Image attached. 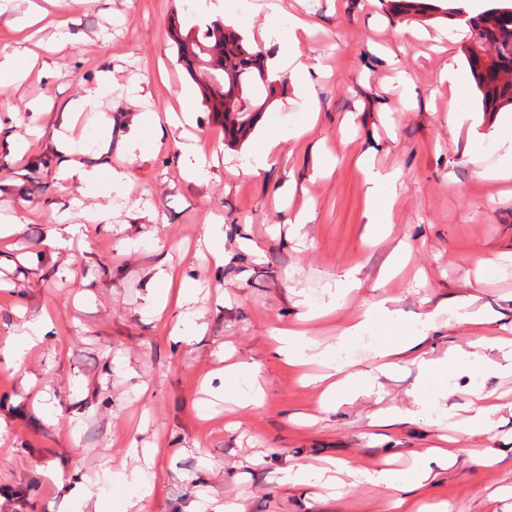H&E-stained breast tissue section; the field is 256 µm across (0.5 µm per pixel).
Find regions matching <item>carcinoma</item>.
Masks as SVG:
<instances>
[{
    "label": "carcinoma",
    "mask_w": 512,
    "mask_h": 512,
    "mask_svg": "<svg viewBox=\"0 0 512 512\" xmlns=\"http://www.w3.org/2000/svg\"><path fill=\"white\" fill-rule=\"evenodd\" d=\"M393 7L407 14L425 15L439 9L423 0H395ZM480 37L495 43L499 62L484 66L466 55L470 74L476 83L483 110L497 112L512 106V82L499 78V66L512 64V10L491 7L469 23L468 38ZM177 61L185 64L199 85L209 111L224 115V134L241 141L256 123L280 89L270 79L267 60L245 37L224 25V21H200L184 33L171 29Z\"/></svg>",
    "instance_id": "carcinoma-1"
}]
</instances>
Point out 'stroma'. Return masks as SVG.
<instances>
[{
	"label": "stroma",
	"mask_w": 512,
	"mask_h": 512,
	"mask_svg": "<svg viewBox=\"0 0 512 512\" xmlns=\"http://www.w3.org/2000/svg\"><path fill=\"white\" fill-rule=\"evenodd\" d=\"M224 0L225 23L267 56L280 49L289 13L306 15L313 32L301 49L307 75L284 73L283 95L270 104L243 143L224 142L222 117L209 112L197 84L176 61L173 25L201 18L185 0H71L50 6L33 28L30 49L42 70L22 85L0 80V211L15 214L18 232L0 238V348L23 318L48 310L53 339L27 351L18 366L0 359V512H77L66 487L47 471L80 472L99 489V466H129L130 446L157 449L154 491L142 512H189L198 494L233 502L242 512H387L383 485L359 480L345 492L310 496L284 483L288 468L350 461L371 472L402 470L438 443L437 420L470 416L474 388L498 396L489 432L462 443L463 452L512 448V371L472 373L474 355L499 363L437 302L471 298L472 309L512 320V180L487 178L482 167L512 169V110L483 111L463 40L440 41L453 19L406 16L389 0ZM78 35L62 42L61 31ZM460 75L449 89L446 67ZM114 85L137 79L151 109L164 116L192 89L193 130L141 129L146 149L136 161L121 140L134 120L120 93L101 100L112 126L107 164L126 171L112 193L119 232L87 225L71 249L51 248L64 234L65 203L86 196L60 179L52 150L57 114L101 72ZM412 78L402 90L398 73ZM405 111H396L399 98ZM43 101L31 114L29 101ZM459 114L448 121L449 110ZM28 134L27 151L9 150L5 135ZM193 133L224 161L205 181L187 180L179 144ZM277 146L268 167L243 172L268 141ZM484 157L476 165L469 152ZM399 171L390 227L368 222L362 167ZM304 214L301 230L285 216ZM224 218V269L195 256L209 218ZM175 271L169 304L149 312L157 267ZM192 289L190 302L177 298ZM386 304L408 327L427 326V359L454 358L461 370L447 397L419 399L416 369L383 387L367 376L376 363L381 324L349 338L342 332L370 307ZM191 315L204 336L176 344L169 330ZM307 330L319 348L344 356L351 380L326 409L299 372L268 352L272 329ZM255 362L266 398L262 407L236 404L242 380L226 384L231 399L202 388L219 367V351ZM388 411L409 422L387 430L372 424ZM420 498L447 501L449 512H483L498 496L512 512V463L476 458L441 472Z\"/></svg>",
	"instance_id": "35a3bbf8"
}]
</instances>
